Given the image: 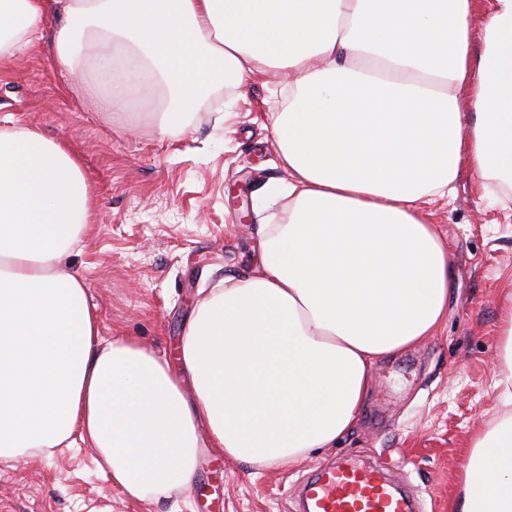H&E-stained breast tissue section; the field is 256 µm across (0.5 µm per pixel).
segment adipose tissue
Wrapping results in <instances>:
<instances>
[{
  "label": "adipose tissue",
  "mask_w": 512,
  "mask_h": 512,
  "mask_svg": "<svg viewBox=\"0 0 512 512\" xmlns=\"http://www.w3.org/2000/svg\"><path fill=\"white\" fill-rule=\"evenodd\" d=\"M0 0V70L54 23L55 60L143 89L185 130L222 65L231 85L288 73L272 132L287 220L260 261L187 323L182 373L133 336L104 340L68 255L88 229L78 160L28 126L0 128V458L88 448L127 497L188 485L202 442L296 466L352 430L381 359L435 335L451 260L422 202L475 175L512 197V0ZM473 105L462 114L460 98ZM512 404V288L498 292ZM453 512H512V416L474 440Z\"/></svg>",
  "instance_id": "adipose-tissue-1"
}]
</instances>
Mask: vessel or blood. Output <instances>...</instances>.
<instances>
[{
    "label": "vessel or blood",
    "instance_id": "vessel-or-blood-1",
    "mask_svg": "<svg viewBox=\"0 0 512 512\" xmlns=\"http://www.w3.org/2000/svg\"><path fill=\"white\" fill-rule=\"evenodd\" d=\"M304 512H415L410 494L383 468L341 460L317 468L300 487Z\"/></svg>",
    "mask_w": 512,
    "mask_h": 512
}]
</instances>
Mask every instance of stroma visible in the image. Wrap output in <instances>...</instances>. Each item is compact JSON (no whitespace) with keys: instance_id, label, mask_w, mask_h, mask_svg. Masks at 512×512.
<instances>
[{"instance_id":"stroma-1","label":"stroma","mask_w":512,"mask_h":512,"mask_svg":"<svg viewBox=\"0 0 512 512\" xmlns=\"http://www.w3.org/2000/svg\"><path fill=\"white\" fill-rule=\"evenodd\" d=\"M53 32L0 73V118L35 127L76 156L94 189V220L69 262L105 338L135 336L178 365L183 329L227 276L251 274L258 230L281 223L287 181L271 129L288 78L200 96L188 128L162 133L157 97L102 107L103 76L73 78L53 61ZM237 202H230L229 192ZM453 262L448 320L435 336L377 362L353 429L293 468L245 464L199 449L188 486L132 501L84 448L0 460V512H296L318 464L346 455L382 465L418 492L423 512H451L472 440L512 414L503 402L497 296L512 273V206L483 198L469 173L425 206Z\"/></svg>"}]
</instances>
